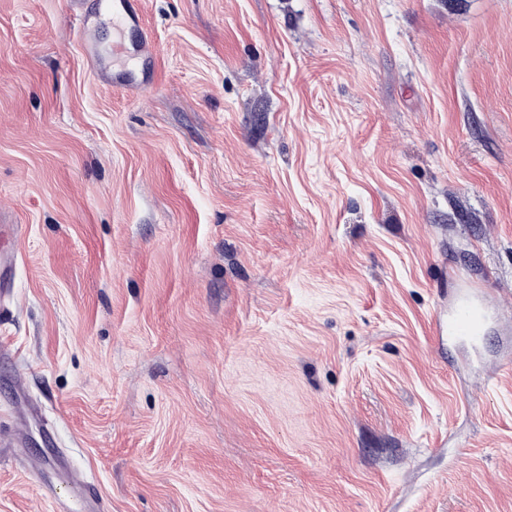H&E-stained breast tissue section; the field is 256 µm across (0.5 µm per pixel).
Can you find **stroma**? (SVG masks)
I'll return each mask as SVG.
<instances>
[{
	"mask_svg": "<svg viewBox=\"0 0 512 512\" xmlns=\"http://www.w3.org/2000/svg\"><path fill=\"white\" fill-rule=\"evenodd\" d=\"M112 2L0 0V512H512V0ZM486 302L475 301L469 295L458 297L453 305L445 328L448 338H458L470 342H477L482 339L485 319L483 311Z\"/></svg>",
	"mask_w": 512,
	"mask_h": 512,
	"instance_id": "35a3bbf8",
	"label": "stroma"
}]
</instances>
